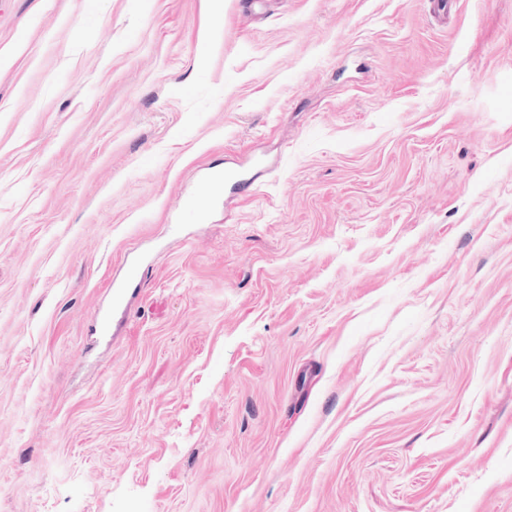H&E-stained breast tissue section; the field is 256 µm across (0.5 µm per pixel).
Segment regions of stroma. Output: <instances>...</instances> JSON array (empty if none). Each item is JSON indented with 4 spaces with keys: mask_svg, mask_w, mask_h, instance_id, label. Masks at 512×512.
Here are the masks:
<instances>
[{
    "mask_svg": "<svg viewBox=\"0 0 512 512\" xmlns=\"http://www.w3.org/2000/svg\"><path fill=\"white\" fill-rule=\"evenodd\" d=\"M223 2L0 0V512H512V0Z\"/></svg>",
    "mask_w": 512,
    "mask_h": 512,
    "instance_id": "1",
    "label": "stroma"
}]
</instances>
